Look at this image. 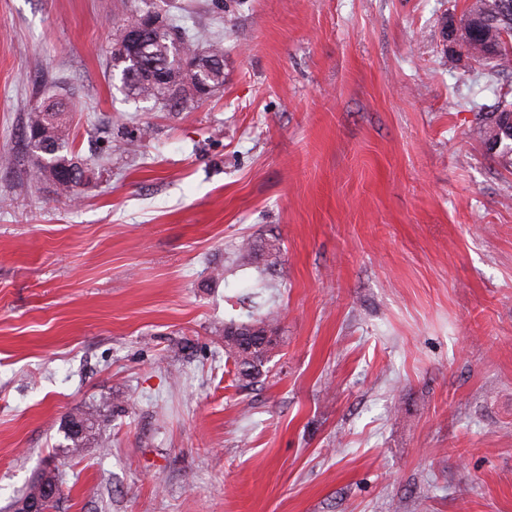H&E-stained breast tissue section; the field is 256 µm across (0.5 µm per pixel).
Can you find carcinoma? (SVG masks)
<instances>
[{
	"label": "carcinoma",
	"instance_id": "obj_1",
	"mask_svg": "<svg viewBox=\"0 0 512 512\" xmlns=\"http://www.w3.org/2000/svg\"><path fill=\"white\" fill-rule=\"evenodd\" d=\"M484 14L498 19L500 26L512 27V14H502L503 0H480ZM153 7V0H130L129 18L117 29V39L112 45V70L121 75L122 88L126 96L133 99L154 100L181 112L190 104L201 101L197 96V85L205 83L210 89L224 83V45L220 40L209 42L205 51L213 58V67L207 72H191L189 60L199 49L196 33L172 18L161 28L147 33L144 52L136 62L125 60L120 53V38L125 25L137 23L144 10ZM475 40L468 42V57L475 62L497 67L501 70L512 67V45L500 42L496 36L487 37V25L479 20L474 26ZM70 106L60 100H47L27 114L23 137L30 147L31 158L24 171L26 182L35 187L48 186L53 193L67 199L76 198L79 186L84 183V173L92 171L89 164L80 158L76 148V135L72 132ZM512 119V102L488 112L472 129V135L489 155L512 161V145L502 144L494 149V141ZM278 322V315L266 312L255 321L229 324L224 330L234 327L242 331L266 330ZM224 347L234 358L239 381L249 385L262 376L268 362V352L256 349L244 355L237 341L224 335ZM98 424L83 415H69L63 424V451L75 456L95 434Z\"/></svg>",
	"mask_w": 512,
	"mask_h": 512
}]
</instances>
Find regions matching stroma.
<instances>
[{"instance_id":"1","label":"stroma","mask_w":512,"mask_h":512,"mask_svg":"<svg viewBox=\"0 0 512 512\" xmlns=\"http://www.w3.org/2000/svg\"><path fill=\"white\" fill-rule=\"evenodd\" d=\"M123 2L0 0V512L48 467L55 512H512V166L469 134L512 72L449 52L469 0H170L224 42L181 112L122 92ZM52 95L105 165L74 201L23 177ZM270 307L241 385L224 325ZM97 420L94 422L83 415H69L63 424V438L65 445H61L63 451L71 456L79 455L84 449V445L98 430ZM76 424L81 426V431L75 430Z\"/></svg>"}]
</instances>
